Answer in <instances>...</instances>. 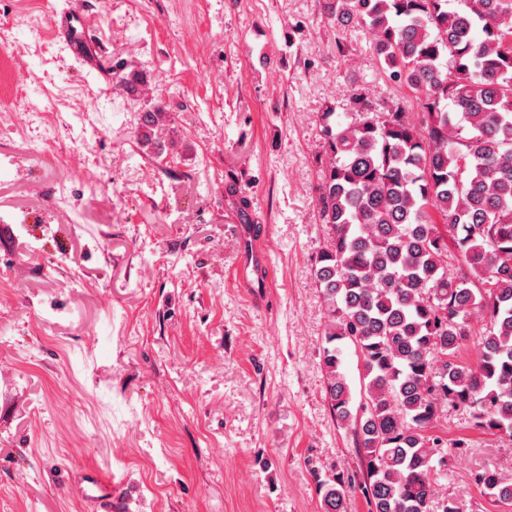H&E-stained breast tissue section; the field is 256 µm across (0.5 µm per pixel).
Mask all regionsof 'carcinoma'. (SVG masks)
Segmentation results:
<instances>
[{"mask_svg":"<svg viewBox=\"0 0 512 512\" xmlns=\"http://www.w3.org/2000/svg\"><path fill=\"white\" fill-rule=\"evenodd\" d=\"M464 4L328 2L336 23L370 34L381 70L421 111L379 112L361 95L354 122L318 115L327 245L313 275L326 312V397L362 462L357 475L317 478L322 512H346L351 491L369 512H433L448 450L429 430L448 409L512 439V0ZM443 226L460 274L448 271ZM474 312L487 319L480 354L462 363ZM344 343L363 366L355 409ZM471 481L512 501V476L482 470Z\"/></svg>","mask_w":512,"mask_h":512,"instance_id":"cac0c4a2","label":"carcinoma"}]
</instances>
